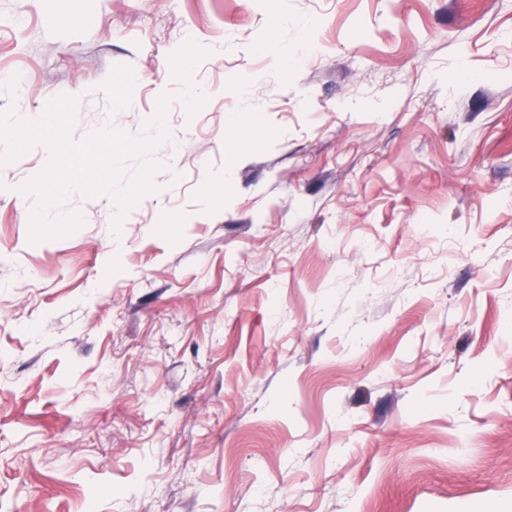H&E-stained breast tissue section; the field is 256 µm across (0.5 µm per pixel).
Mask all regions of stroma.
<instances>
[{
  "label": "stroma",
  "instance_id": "stroma-1",
  "mask_svg": "<svg viewBox=\"0 0 512 512\" xmlns=\"http://www.w3.org/2000/svg\"><path fill=\"white\" fill-rule=\"evenodd\" d=\"M21 113L0 512H512V0H0ZM52 149L63 164L71 162L74 158H80L85 170H91L103 165L108 160L107 156L100 150L96 151L95 149L75 144L62 135L55 136L52 141Z\"/></svg>",
  "mask_w": 512,
  "mask_h": 512
}]
</instances>
